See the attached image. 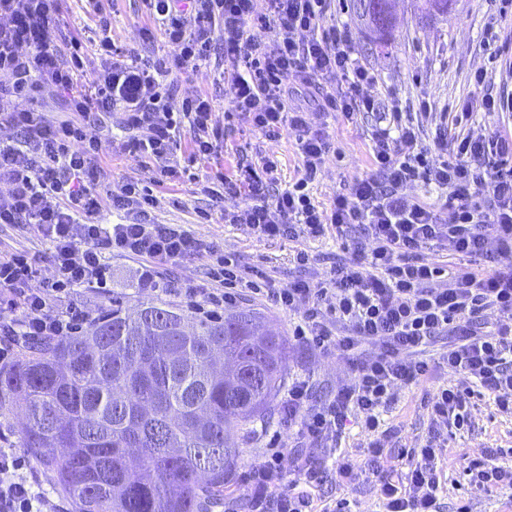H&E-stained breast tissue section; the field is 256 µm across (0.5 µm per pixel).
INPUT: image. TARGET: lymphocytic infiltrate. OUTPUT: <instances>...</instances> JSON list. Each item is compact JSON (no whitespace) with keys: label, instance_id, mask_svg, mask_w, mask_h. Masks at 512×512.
I'll return each instance as SVG.
<instances>
[{"label":"lymphocytic infiltrate","instance_id":"1","mask_svg":"<svg viewBox=\"0 0 512 512\" xmlns=\"http://www.w3.org/2000/svg\"><path fill=\"white\" fill-rule=\"evenodd\" d=\"M60 2L0 0V125L17 133L0 139V183L9 187L0 224L34 225L50 245L55 268L53 278L35 289L37 256L0 255V360L18 347L77 333L87 314L61 301L80 288L106 287L112 256L139 261L137 283L151 289L159 287V270L167 263L209 259L213 287L178 286L175 294L219 309L235 301L237 289L247 288L270 297L279 309H301L295 339L341 351L352 365L350 381L323 404H311L308 382L289 386L288 420L315 449L301 458L268 446L263 462L247 471L248 512H314L312 491L331 475L346 484L374 478L380 512H437L445 460L436 434L419 448H384L378 439L382 413L394 404L395 387L431 382L434 369L422 355L444 336L443 360L458 379L426 395L432 425L464 427L479 390L512 415V136L452 139L437 129L434 144L444 158L434 163L415 126L403 124L399 110H391L390 125L371 132L378 178L357 181L324 211L313 203L310 186L331 143L323 129L307 124L303 105L291 102L289 78L306 86L313 78L342 74L346 91L322 94L317 101L324 114L350 120L377 109L375 99L362 92L374 77L355 62L345 30L323 25L326 0H145L173 50L170 58L151 63L121 60L110 36L111 17L100 7L97 49L103 65L92 73L84 70L80 39L71 38L64 49L58 44ZM219 30L220 44L214 39ZM266 30L273 31V39H262ZM219 48L241 64L231 75L228 116L272 139L289 131L303 157L300 178L273 195L267 189L278 171L273 157H261L259 168L222 177L226 195L246 200L229 221L263 239L291 241L340 239L349 225H362L365 245L336 263L330 287L302 281L276 288L266 277L252 279L217 246L150 222L156 198L149 187L130 181L104 196L96 188L99 144L85 127L115 112L122 113L131 133L128 153L156 164L162 174L174 172L179 129L187 130L194 156L214 152L224 133L209 100L178 99L167 77L175 69L208 64ZM48 90L62 98L67 119L50 121L39 108ZM416 180L447 191L450 220L402 194V187ZM106 205L122 212V222L100 223ZM491 238L504 259L492 269L449 275L423 256L446 244L476 258L485 255ZM444 275L447 287L434 288ZM489 310L498 312L500 322L486 320ZM366 341L379 346L377 355H362L359 347ZM352 421L370 437L359 467L336 457V439ZM502 455L498 449L469 463L470 485L488 493L512 487V465L500 464ZM26 465L15 449L0 447V512H49L43 487L23 473Z\"/></svg>","mask_w":512,"mask_h":512}]
</instances>
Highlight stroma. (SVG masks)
I'll return each mask as SVG.
<instances>
[{
  "instance_id": "35a3bbf8",
  "label": "stroma",
  "mask_w": 512,
  "mask_h": 512,
  "mask_svg": "<svg viewBox=\"0 0 512 512\" xmlns=\"http://www.w3.org/2000/svg\"><path fill=\"white\" fill-rule=\"evenodd\" d=\"M110 11L112 40L127 58L145 61L170 55L171 49L143 0H112ZM323 22L328 27H347L358 60L377 77L363 92L378 100L380 110L359 113L354 121L348 122L325 116L315 104H308L307 121L324 128L331 142L322 172L311 188L319 208L329 209L337 195L349 193L355 181L376 177L369 132L380 111L391 106H398L410 116L418 113L421 106H428L431 116L421 136L422 146L428 149L433 146L436 126L441 124L447 126L452 136L467 132L512 133V112L474 111L462 123L454 121L464 103L486 95L512 97V78L499 75L501 69L512 65V9L502 7L499 0H457L448 17L433 19L415 18L411 0H398L392 35L384 50L376 47L361 27L352 10V0H328ZM233 66L232 57L221 55L197 70L173 71L171 78L178 84L179 96L208 97L216 115L223 116L230 106L233 89L230 83L222 81L220 74ZM479 70L489 74L488 81L481 85L474 80ZM88 134L102 144L97 173L100 192L126 181L146 184L153 178L151 167L125 151L126 135L119 116H112L103 126L89 128ZM176 139L177 173L153 188L158 200L154 211L156 223L171 224L214 242L245 267L263 272L275 287L298 281L327 285L331 267L345 255L341 242L333 238L303 243L258 238L248 228L224 221L225 212L241 207V199H219L212 193L219 185L217 173H231L263 154L274 156L278 162L279 189L288 188L300 178L303 168L293 135L285 132L271 139L240 119L226 120L222 147L205 160L192 159L186 130H179ZM299 248L310 255L307 265H297L292 259ZM234 307L254 309L266 317L270 328L288 337V377L308 380L314 403L333 399L337 386L349 379L350 366L341 354L292 339L297 313L281 311L269 299L249 292L243 293ZM427 391L424 385L397 388L395 404L383 415L386 426L392 429L386 438L387 447L422 445L428 429L422 405ZM287 396L284 390L276 395L277 413L270 425L239 441L238 477L225 489L224 506L219 512H235L242 477L250 465L262 460L270 440H278L287 448L297 444V428L282 413ZM470 418V426L459 431L445 449L447 481L439 495V512H456L463 504L468 505L470 512H512V490L506 488L491 496L482 494L472 490L463 475L464 467L470 461L483 459L488 449L512 448V417L500 414L489 398L476 397L472 400Z\"/></svg>"
}]
</instances>
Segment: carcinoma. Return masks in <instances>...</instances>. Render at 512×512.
<instances>
[{
    "label": "carcinoma",
    "instance_id": "1",
    "mask_svg": "<svg viewBox=\"0 0 512 512\" xmlns=\"http://www.w3.org/2000/svg\"><path fill=\"white\" fill-rule=\"evenodd\" d=\"M242 367L235 383L213 352ZM288 347L251 309L195 319L162 300L19 350L0 369V415L74 512H212L236 477L238 434L273 415Z\"/></svg>",
    "mask_w": 512,
    "mask_h": 512
}]
</instances>
